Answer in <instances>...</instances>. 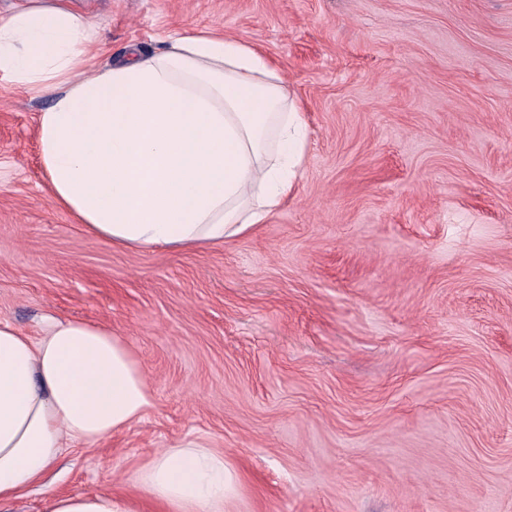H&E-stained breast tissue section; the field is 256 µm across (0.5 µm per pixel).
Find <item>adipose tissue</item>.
<instances>
[{
	"label": "adipose tissue",
	"instance_id": "1",
	"mask_svg": "<svg viewBox=\"0 0 512 512\" xmlns=\"http://www.w3.org/2000/svg\"><path fill=\"white\" fill-rule=\"evenodd\" d=\"M97 26L70 0H23L0 16V80L52 95L37 144L56 204L113 247L193 251L247 233L296 190L307 123L279 70L212 29L149 52L92 54ZM151 403L124 338L45 317L39 335L0 320V512L62 453L108 439ZM111 491L46 500L44 512H224L235 476L201 438L156 452Z\"/></svg>",
	"mask_w": 512,
	"mask_h": 512
}]
</instances>
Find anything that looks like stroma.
Here are the masks:
<instances>
[{
	"label": "stroma",
	"mask_w": 512,
	"mask_h": 512,
	"mask_svg": "<svg viewBox=\"0 0 512 512\" xmlns=\"http://www.w3.org/2000/svg\"><path fill=\"white\" fill-rule=\"evenodd\" d=\"M112 51L209 27L308 125L295 196L224 245L119 250L59 210L49 104L0 81V319L106 325L151 404L66 449L14 512L135 494L192 437L224 512H512V0H77Z\"/></svg>",
	"instance_id": "35a3bbf8"
}]
</instances>
